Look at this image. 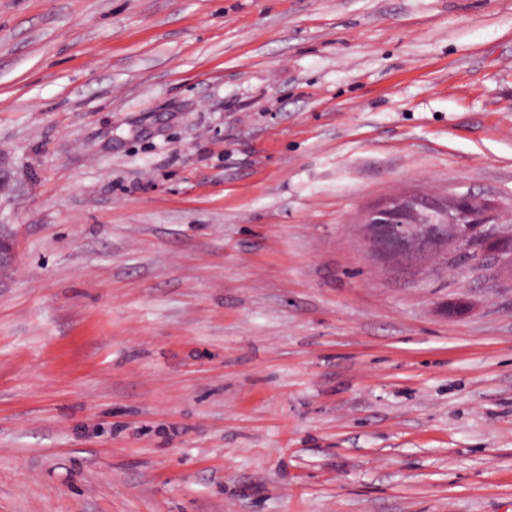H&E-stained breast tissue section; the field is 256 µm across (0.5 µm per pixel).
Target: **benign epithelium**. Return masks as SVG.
<instances>
[{
    "label": "benign epithelium",
    "instance_id": "obj_1",
    "mask_svg": "<svg viewBox=\"0 0 512 512\" xmlns=\"http://www.w3.org/2000/svg\"><path fill=\"white\" fill-rule=\"evenodd\" d=\"M365 223L375 240L401 255L435 251L456 241V255L477 268H512V215L469 194L438 200L424 195L392 197L371 209Z\"/></svg>",
    "mask_w": 512,
    "mask_h": 512
}]
</instances>
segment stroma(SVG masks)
<instances>
[{
    "label": "stroma",
    "mask_w": 512,
    "mask_h": 512,
    "mask_svg": "<svg viewBox=\"0 0 512 512\" xmlns=\"http://www.w3.org/2000/svg\"><path fill=\"white\" fill-rule=\"evenodd\" d=\"M0 512H512V0H0ZM511 213L469 194L438 200L424 195L392 197L365 215L375 240L390 252L411 255L456 241V255L477 268H512Z\"/></svg>",
    "instance_id": "1"
}]
</instances>
